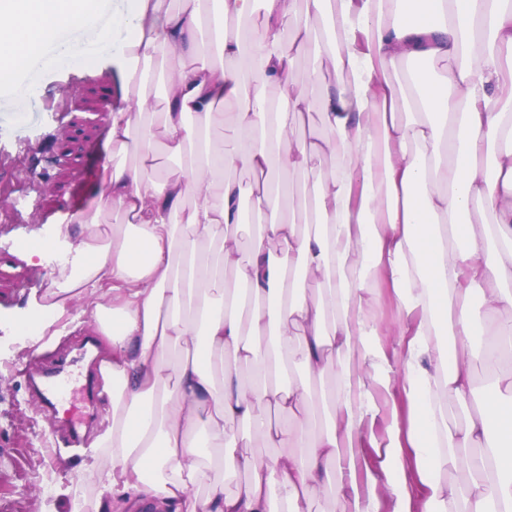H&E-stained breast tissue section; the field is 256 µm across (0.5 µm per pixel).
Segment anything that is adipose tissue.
Instances as JSON below:
<instances>
[{"instance_id": "1", "label": "adipose tissue", "mask_w": 512, "mask_h": 512, "mask_svg": "<svg viewBox=\"0 0 512 512\" xmlns=\"http://www.w3.org/2000/svg\"><path fill=\"white\" fill-rule=\"evenodd\" d=\"M206 2L131 0L106 27L88 0H0L1 77L68 27L94 29L119 64L93 207L59 229L76 269L35 306L51 342L86 317L111 350L112 419L89 454L100 512H307L327 488L337 512H512V317H495L512 314V0ZM401 61L441 72L409 93L389 77ZM315 109L309 141L298 121ZM327 160L310 191L266 180ZM485 211L492 224L467 222ZM289 359L306 377L286 385ZM476 364L490 383L458 424L447 399L467 400ZM331 367L317 415L310 385ZM230 472L246 476L231 492Z\"/></svg>"}]
</instances>
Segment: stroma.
<instances>
[{"label":"stroma","mask_w":512,"mask_h":512,"mask_svg":"<svg viewBox=\"0 0 512 512\" xmlns=\"http://www.w3.org/2000/svg\"><path fill=\"white\" fill-rule=\"evenodd\" d=\"M68 43L81 52L65 67L57 53ZM113 80L109 44L71 30L30 62L21 93L0 82V144L19 147L22 162L35 151L66 161L65 168L51 169L37 191L28 183L8 182L0 167V253L19 259L15 266H0V512H94L93 479L84 457L52 452L56 425L35 403L28 374L63 361L69 372L84 375L92 360L81 341L95 329L84 323L45 352L33 348L21 329L30 322L33 304L60 277L51 258L28 264L29 246L54 240L60 225L92 203L107 156V129L86 124L84 109L111 111L117 102Z\"/></svg>","instance_id":"obj_1"}]
</instances>
